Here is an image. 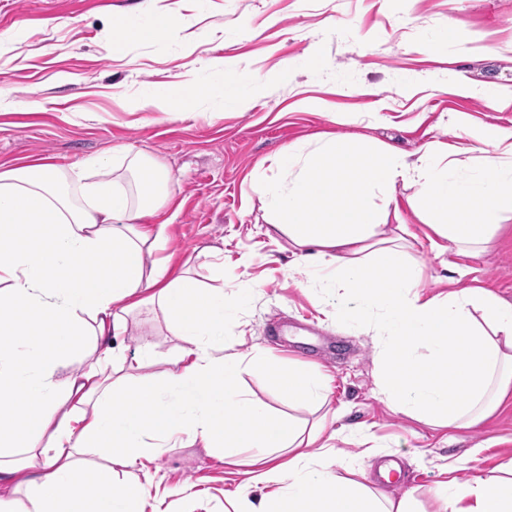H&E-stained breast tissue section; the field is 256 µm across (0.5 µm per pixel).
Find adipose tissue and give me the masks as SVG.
Listing matches in <instances>:
<instances>
[{"label": "adipose tissue", "instance_id": "adipose-tissue-1", "mask_svg": "<svg viewBox=\"0 0 512 512\" xmlns=\"http://www.w3.org/2000/svg\"><path fill=\"white\" fill-rule=\"evenodd\" d=\"M179 23L168 9L152 24L113 18L112 44L158 41ZM451 123L464 141L427 143L416 159L363 137L294 144L259 181L266 235L286 239L327 296L345 294L337 314L378 316L385 335L382 390L397 410L429 425L472 427L512 403V302L484 288H457L460 260L483 250L512 212V132ZM491 153L469 178L471 143ZM93 177L53 163L0 170V512H169L166 493L148 494L139 473L170 442L188 438L233 457L257 451L258 467L231 512H417L401 497L314 465L310 447H330L325 425L305 428L256 403L240 388L260 374L288 401L321 407L323 378L303 364L262 354L226 353L224 291L171 275L166 170L123 147L93 160ZM420 188L411 230L394 195ZM428 242L451 270L446 295L419 291L413 259ZM156 306L189 344L172 370L151 373V346L121 360L129 317ZM89 357L72 370L76 357ZM479 449L449 463L438 483L439 512H512V462L467 482L459 469ZM260 489L242 508L246 490Z\"/></svg>", "mask_w": 512, "mask_h": 512}]
</instances>
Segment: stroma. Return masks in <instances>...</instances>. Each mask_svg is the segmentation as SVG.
Segmentation results:
<instances>
[{"label":"stroma","mask_w":512,"mask_h":512,"mask_svg":"<svg viewBox=\"0 0 512 512\" xmlns=\"http://www.w3.org/2000/svg\"><path fill=\"white\" fill-rule=\"evenodd\" d=\"M179 18L175 35L112 50L110 24L125 16L154 18L153 0H0V36L21 33L0 55V165L48 159L79 165L126 145L170 173L167 252L172 271L204 277L200 252L224 251L226 335L242 355L261 351L281 365L320 371L328 402L321 409L288 405L276 388L245 376L256 402L301 423L335 422L338 456L368 479L380 461L395 460L393 496L417 488L422 512H437L432 487L442 470L475 446L474 471L512 460V405L462 429H440L390 408L382 399L380 349L373 325L341 318L320 289L267 237L252 180L272 178L271 163L290 144L316 136H363L417 158L428 142L454 141L448 115L475 126L512 131V107L496 110L488 94L512 96V0H164ZM459 35L445 42L449 22ZM319 51L322 60L310 65ZM233 78L243 103L221 96ZM206 98L168 112L147 100L171 95L187 80ZM318 101V109L307 101ZM510 233L464 258V288L483 287L512 301ZM153 346L154 373L181 353L160 312L145 305L130 318L123 355ZM382 446L364 456L362 435ZM150 474L169 489L170 512H224V493L243 467L187 441L164 449ZM192 497H185L183 487Z\"/></svg>","instance_id":"stroma-1"}]
</instances>
